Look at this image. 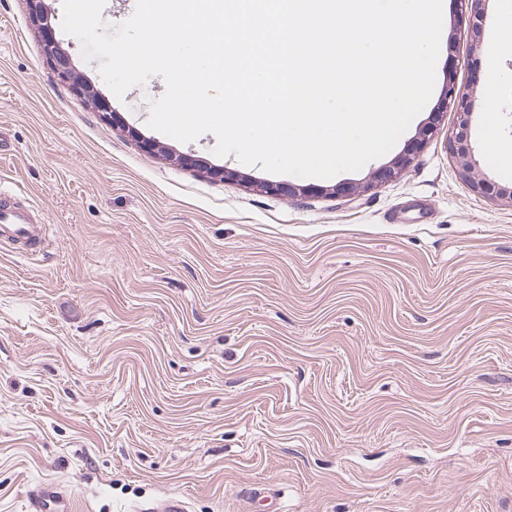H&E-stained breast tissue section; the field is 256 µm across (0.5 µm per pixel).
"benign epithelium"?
Returning a JSON list of instances; mask_svg holds the SVG:
<instances>
[{
	"label": "benign epithelium",
	"instance_id": "1",
	"mask_svg": "<svg viewBox=\"0 0 512 512\" xmlns=\"http://www.w3.org/2000/svg\"><path fill=\"white\" fill-rule=\"evenodd\" d=\"M28 8L33 26L37 27L41 33L44 55L58 78L87 96L103 121L112 125L117 124L118 115L112 110L111 104L82 78L71 64L66 50L54 36L45 0H29ZM443 95L445 101L457 115V129L454 136L448 139V150L456 162L460 177L469 183L474 192L482 197L512 202L511 184H498L480 174L477 168V161L468 143V130L472 119L468 89L458 84L455 78L450 77L443 88ZM433 131L434 126L427 127L410 152L397 159L393 165H387L378 170L374 174V180L390 179L396 170L405 168L410 163V156L422 148L426 139L433 134ZM127 134L146 153L154 154L162 151V148L154 140L144 137L133 127L127 128Z\"/></svg>",
	"mask_w": 512,
	"mask_h": 512
}]
</instances>
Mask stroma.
<instances>
[{
  "label": "stroma",
  "mask_w": 512,
  "mask_h": 512,
  "mask_svg": "<svg viewBox=\"0 0 512 512\" xmlns=\"http://www.w3.org/2000/svg\"><path fill=\"white\" fill-rule=\"evenodd\" d=\"M46 4L107 92L62 0ZM445 4L433 93L394 147L356 172L282 175L297 192L281 196L261 192V164L215 155L213 133L151 129L161 76L101 122L44 58L27 0H0V178L48 236L24 256L0 248V512H27L40 485L76 512L175 497L249 512L253 488L281 512H512V203L459 176L443 97L449 74L468 86L479 168L511 184L483 133L496 119L512 148V42L488 101L489 38ZM343 183L356 194H335Z\"/></svg>",
  "instance_id": "35a3bbf8"
}]
</instances>
